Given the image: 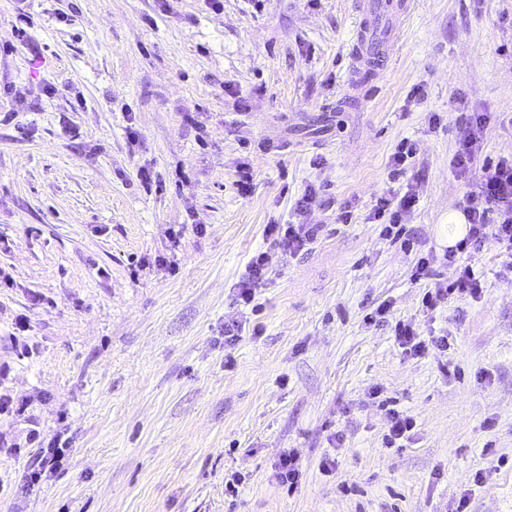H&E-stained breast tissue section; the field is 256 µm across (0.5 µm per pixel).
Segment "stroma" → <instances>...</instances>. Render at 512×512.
<instances>
[{"mask_svg":"<svg viewBox=\"0 0 512 512\" xmlns=\"http://www.w3.org/2000/svg\"><path fill=\"white\" fill-rule=\"evenodd\" d=\"M360 2L0 0V391L27 407L0 413V512H452L465 492L512 512V271L485 244L482 296L431 314L412 278L431 254L454 276L440 228L475 188L452 165L471 113L482 155H512V0H410L363 104ZM409 185L407 250L370 212ZM309 188L319 239L278 258L250 313L234 286ZM245 318L261 332L225 345ZM399 321L450 348L403 355ZM375 389L416 423L402 447ZM56 439L62 463L24 486ZM289 451L293 489L273 476Z\"/></svg>","mask_w":512,"mask_h":512,"instance_id":"1","label":"stroma"}]
</instances>
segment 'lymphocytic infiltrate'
Instances as JSON below:
<instances>
[{"label": "lymphocytic infiltrate", "instance_id": "1", "mask_svg": "<svg viewBox=\"0 0 512 512\" xmlns=\"http://www.w3.org/2000/svg\"><path fill=\"white\" fill-rule=\"evenodd\" d=\"M486 122L487 118L482 113H472L453 157L452 164L458 174L465 176L474 171L478 179L465 207L469 230L444 255L448 265L455 269L454 278L448 282L435 281L422 298L423 308L431 312L452 299H476L482 295L483 282L471 257L486 242L496 245L504 266L512 270V156L494 160L479 157L478 142ZM315 201L314 192L305 191L293 208L294 222L265 226L266 245L251 255L245 274L235 287L236 300L240 305L247 306L255 300L258 288L273 269L275 254L295 256L309 251L317 240L320 225L302 221Z\"/></svg>", "mask_w": 512, "mask_h": 512}]
</instances>
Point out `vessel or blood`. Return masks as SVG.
<instances>
[{"label": "vessel or blood", "mask_w": 512, "mask_h": 512, "mask_svg": "<svg viewBox=\"0 0 512 512\" xmlns=\"http://www.w3.org/2000/svg\"><path fill=\"white\" fill-rule=\"evenodd\" d=\"M390 10L400 17L409 9L408 0H365L363 18L353 45L352 70L372 80L384 78L397 40L396 26L379 27L374 18L379 10Z\"/></svg>", "instance_id": "1"}]
</instances>
